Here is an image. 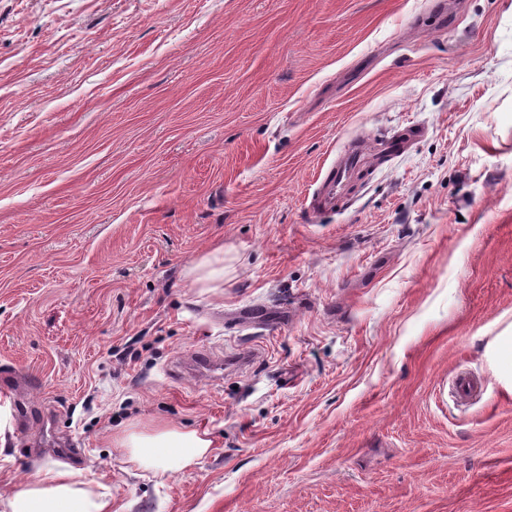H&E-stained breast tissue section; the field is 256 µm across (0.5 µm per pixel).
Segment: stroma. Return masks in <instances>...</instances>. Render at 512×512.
Segmentation results:
<instances>
[{
    "instance_id": "1",
    "label": "stroma",
    "mask_w": 512,
    "mask_h": 512,
    "mask_svg": "<svg viewBox=\"0 0 512 512\" xmlns=\"http://www.w3.org/2000/svg\"><path fill=\"white\" fill-rule=\"evenodd\" d=\"M510 350L512 0H0V494L71 466L112 512H512ZM134 420L213 447L137 469ZM367 165L365 142L354 140L336 157V162L327 170L319 189L313 195L310 209L328 211L346 194L350 183L358 178ZM191 283L198 288L224 286V250L206 253L195 260L186 271Z\"/></svg>"
}]
</instances>
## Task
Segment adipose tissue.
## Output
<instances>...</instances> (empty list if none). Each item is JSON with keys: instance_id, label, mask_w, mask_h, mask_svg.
Masks as SVG:
<instances>
[{"instance_id": "ef3b65f1", "label": "adipose tissue", "mask_w": 512, "mask_h": 512, "mask_svg": "<svg viewBox=\"0 0 512 512\" xmlns=\"http://www.w3.org/2000/svg\"><path fill=\"white\" fill-rule=\"evenodd\" d=\"M207 434L186 431L162 420L132 422L112 438L130 462L157 473L195 465L210 450ZM0 512H112V495L95 492L82 470H37L7 498Z\"/></svg>"}]
</instances>
